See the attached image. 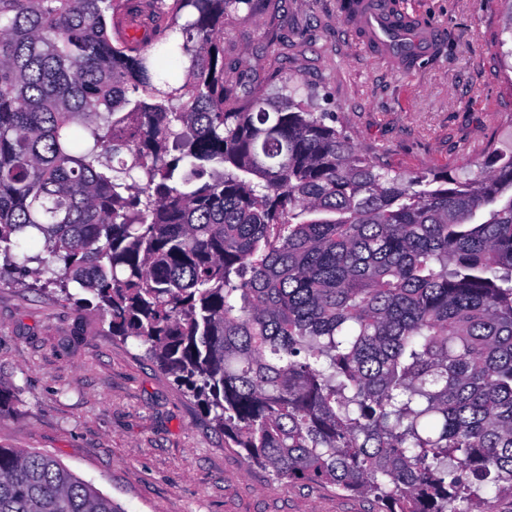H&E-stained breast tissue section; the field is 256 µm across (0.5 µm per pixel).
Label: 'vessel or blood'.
<instances>
[{
    "label": "vessel or blood",
    "instance_id": "b4317fda",
    "mask_svg": "<svg viewBox=\"0 0 512 512\" xmlns=\"http://www.w3.org/2000/svg\"><path fill=\"white\" fill-rule=\"evenodd\" d=\"M359 43L389 67L412 72L423 57L436 54L442 30L399 0H357L351 17Z\"/></svg>",
    "mask_w": 512,
    "mask_h": 512
}]
</instances>
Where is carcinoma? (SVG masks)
I'll use <instances>...</instances> for the list:
<instances>
[{"mask_svg":"<svg viewBox=\"0 0 512 512\" xmlns=\"http://www.w3.org/2000/svg\"><path fill=\"white\" fill-rule=\"evenodd\" d=\"M252 5L0 0V273L96 301L279 480L492 512L487 487L512 494V142L461 176L394 173L297 84L240 103L224 18ZM34 234L55 267L21 254ZM0 512L120 509L0 446Z\"/></svg>","mask_w":512,"mask_h":512,"instance_id":"obj_1","label":"carcinoma"}]
</instances>
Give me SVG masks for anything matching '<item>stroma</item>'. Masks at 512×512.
<instances>
[{"label": "stroma", "mask_w": 512, "mask_h": 512, "mask_svg": "<svg viewBox=\"0 0 512 512\" xmlns=\"http://www.w3.org/2000/svg\"><path fill=\"white\" fill-rule=\"evenodd\" d=\"M445 33L414 74L360 47L340 0H260L224 21V57L256 84L301 81L362 149L392 168L457 173L491 137H512V82L498 53L502 0H403ZM0 275V446L40 451L122 512H381L324 484L247 467L211 417L96 306Z\"/></svg>", "instance_id": "35a3bbf8"}]
</instances>
